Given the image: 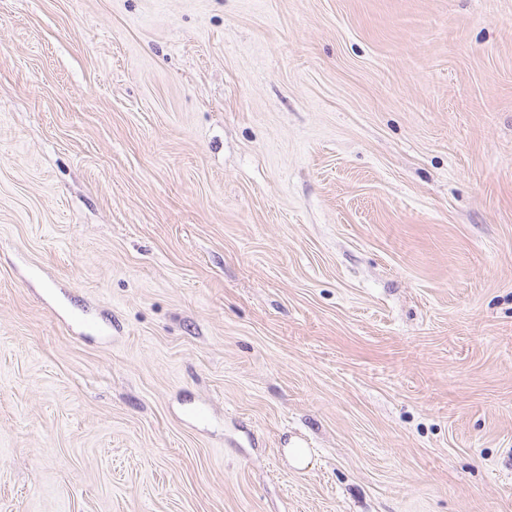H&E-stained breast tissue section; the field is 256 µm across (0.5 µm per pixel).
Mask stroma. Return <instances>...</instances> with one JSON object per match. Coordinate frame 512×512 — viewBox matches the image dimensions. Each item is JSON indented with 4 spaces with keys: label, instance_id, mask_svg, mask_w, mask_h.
<instances>
[{
    "label": "stroma",
    "instance_id": "1",
    "mask_svg": "<svg viewBox=\"0 0 512 512\" xmlns=\"http://www.w3.org/2000/svg\"><path fill=\"white\" fill-rule=\"evenodd\" d=\"M0 512H512V0H0Z\"/></svg>",
    "mask_w": 512,
    "mask_h": 512
}]
</instances>
